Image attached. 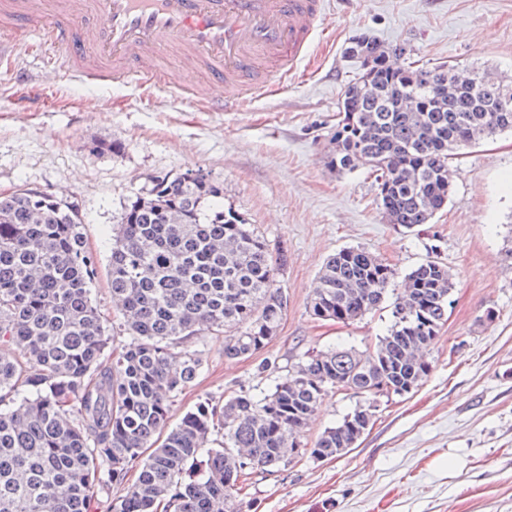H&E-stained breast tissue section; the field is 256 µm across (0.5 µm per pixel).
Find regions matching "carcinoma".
Here are the masks:
<instances>
[{"instance_id": "obj_1", "label": "carcinoma", "mask_w": 512, "mask_h": 512, "mask_svg": "<svg viewBox=\"0 0 512 512\" xmlns=\"http://www.w3.org/2000/svg\"><path fill=\"white\" fill-rule=\"evenodd\" d=\"M360 71L343 94L330 164L376 174L391 224H428L448 203L454 151L512 131V79L475 68H423L402 45L361 37ZM223 188L187 170L155 176L125 206L110 259L112 297L130 336L112 356V324L90 297L96 262L76 205L18 188L0 194V512H92L97 489L139 470L110 512H241L238 482L251 469H287L329 391L360 398L302 455L334 457L364 430L368 401L403 395L432 369L426 357L448 318V266L429 259L398 278L359 247L319 272L309 311L348 323L377 309L400 283L388 333L373 350L334 346L300 361L261 398L241 391L205 400L168 431L172 402L197 378V353L174 349L226 334L224 357L249 358L276 335L288 300L278 277L286 252L235 212ZM41 367L37 374L26 364ZM26 396L14 408L1 406ZM224 439L212 438L215 423ZM206 455L204 474L190 468Z\"/></svg>"}]
</instances>
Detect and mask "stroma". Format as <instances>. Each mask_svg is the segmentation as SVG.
Returning a JSON list of instances; mask_svg holds the SVG:
<instances>
[{"instance_id": "stroma-1", "label": "stroma", "mask_w": 512, "mask_h": 512, "mask_svg": "<svg viewBox=\"0 0 512 512\" xmlns=\"http://www.w3.org/2000/svg\"><path fill=\"white\" fill-rule=\"evenodd\" d=\"M326 12L329 36L307 74L227 112L173 95L197 77L172 56L171 89L147 96L121 83L85 85L41 67L36 48H22L0 62V193L33 188L77 205L98 266L91 297L111 320L115 228L151 177L201 170L223 184L225 208L287 251L279 284L288 308L276 336L246 360L225 359L220 337L189 342L203 367L173 402V425L207 399L264 395L309 353L374 349L392 322V300L351 323L309 311L318 272L337 251L365 248L401 276L441 261L455 288L428 378L382 401L348 452L250 474L242 512H512V132L461 150L447 206L411 231L385 221L367 169L339 172L328 163L344 90L359 72L349 52L356 38L407 46L424 67L446 63L510 78L512 0H326ZM19 71L50 86V98L24 105ZM108 142L121 152H104ZM357 402L344 391L323 397L306 442Z\"/></svg>"}]
</instances>
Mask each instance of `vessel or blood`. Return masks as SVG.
I'll list each match as a JSON object with an SVG mask.
<instances>
[{
    "instance_id": "vessel-or-blood-1",
    "label": "vessel or blood",
    "mask_w": 512,
    "mask_h": 512,
    "mask_svg": "<svg viewBox=\"0 0 512 512\" xmlns=\"http://www.w3.org/2000/svg\"><path fill=\"white\" fill-rule=\"evenodd\" d=\"M325 0H0V33L9 41L36 31L52 67L88 85L122 82L149 93L169 84L161 55L209 71L232 97L207 84L182 90L208 111L241 108L284 87L324 35Z\"/></svg>"
}]
</instances>
